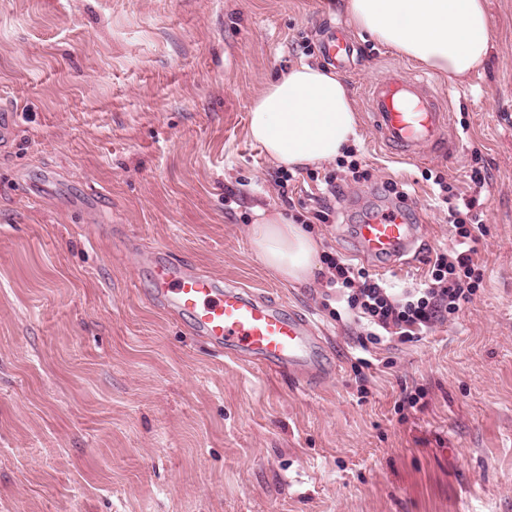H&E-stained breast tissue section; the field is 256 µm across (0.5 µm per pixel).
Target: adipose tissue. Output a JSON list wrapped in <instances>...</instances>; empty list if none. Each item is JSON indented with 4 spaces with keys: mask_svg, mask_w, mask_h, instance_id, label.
Returning <instances> with one entry per match:
<instances>
[{
    "mask_svg": "<svg viewBox=\"0 0 512 512\" xmlns=\"http://www.w3.org/2000/svg\"><path fill=\"white\" fill-rule=\"evenodd\" d=\"M351 27L460 80L484 66L492 45L485 0H342ZM249 134L289 170L336 160L357 136L354 102L333 71L301 64L256 97ZM255 257L286 284L312 279L321 244L282 214L257 209Z\"/></svg>",
    "mask_w": 512,
    "mask_h": 512,
    "instance_id": "1",
    "label": "adipose tissue"
}]
</instances>
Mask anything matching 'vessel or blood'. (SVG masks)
Instances as JSON below:
<instances>
[{"instance_id":"b4317fda","label":"vessel or blood","mask_w":512,"mask_h":512,"mask_svg":"<svg viewBox=\"0 0 512 512\" xmlns=\"http://www.w3.org/2000/svg\"><path fill=\"white\" fill-rule=\"evenodd\" d=\"M357 43L328 24L319 50L324 60L342 71L352 67ZM377 139L401 160H414L424 150H445L451 129L450 112L424 74L391 67L365 89ZM410 200L364 218L356 225L358 251L384 264L396 263L415 242L409 224ZM152 288L165 307L188 315L195 329L226 354L241 352L269 370H310L315 330L310 321L249 295L235 285L220 286L209 275L193 272L158 254L150 260Z\"/></svg>"}]
</instances>
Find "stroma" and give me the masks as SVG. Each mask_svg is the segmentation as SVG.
Wrapping results in <instances>:
<instances>
[{"label": "stroma", "mask_w": 512, "mask_h": 512, "mask_svg": "<svg viewBox=\"0 0 512 512\" xmlns=\"http://www.w3.org/2000/svg\"><path fill=\"white\" fill-rule=\"evenodd\" d=\"M339 0H0V512H512V0H486L483 69L447 75L356 33L342 80L368 177L343 183L323 251L392 286L423 282L452 248L430 175L479 192L483 283L453 324L378 346L359 381L363 326L336 319L327 269L284 284L254 256V206L287 195L249 135L255 97L318 64ZM312 53H305V46ZM395 64L448 95L451 150L387 156L366 84ZM413 202L414 248L380 272L350 231L367 208ZM51 193L32 197L31 188ZM309 318L316 381L231 358L149 300L154 251ZM423 408L396 411L402 389Z\"/></svg>", "instance_id": "stroma-1"}]
</instances>
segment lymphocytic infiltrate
I'll list each match as a JSON object with an SVG mask.
<instances>
[{"label":"lymphocytic infiltrate","mask_w":512,"mask_h":512,"mask_svg":"<svg viewBox=\"0 0 512 512\" xmlns=\"http://www.w3.org/2000/svg\"><path fill=\"white\" fill-rule=\"evenodd\" d=\"M433 182L438 200L448 206L454 246L436 254L424 287L398 295L365 269L353 268L330 253L323 257L331 272L329 285L342 294L347 314L365 323L364 343L417 340L458 313L482 283L483 274L474 262L482 232L480 199L459 200L456 187L443 176H435Z\"/></svg>","instance_id":"lymphocytic-infiltrate-1"}]
</instances>
